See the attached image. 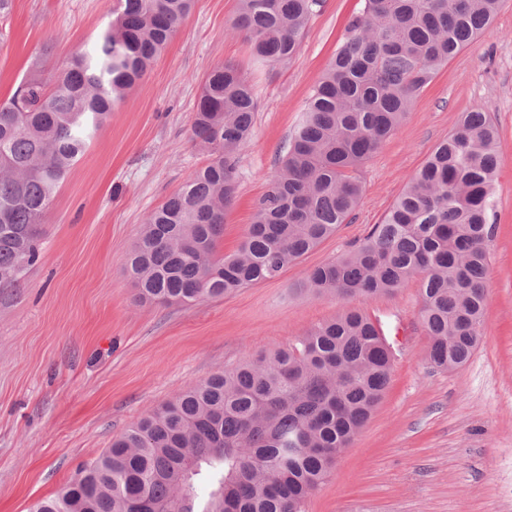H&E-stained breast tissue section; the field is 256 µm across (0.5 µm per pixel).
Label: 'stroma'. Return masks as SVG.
<instances>
[{
    "label": "stroma",
    "instance_id": "35a3bbf8",
    "mask_svg": "<svg viewBox=\"0 0 512 512\" xmlns=\"http://www.w3.org/2000/svg\"><path fill=\"white\" fill-rule=\"evenodd\" d=\"M236 6L195 0L61 184L25 288L0 299V512H29L134 420L246 358L288 346L347 306L380 319L395 353L392 379L305 512H512V0L490 34L437 73L406 123L364 164L361 202L336 235L276 279L188 305L144 304L127 254L149 212L207 159L192 133L205 75L235 62L258 98L219 245L229 254L362 0H323L298 53L275 68L255 65L249 44L230 33ZM111 7L112 0H15L0 23V101L33 58L50 71L90 48ZM475 105L493 117L503 158L485 336L464 366L440 371L427 358L418 281L347 303L300 285L307 271L352 250L382 222Z\"/></svg>",
    "mask_w": 512,
    "mask_h": 512
}]
</instances>
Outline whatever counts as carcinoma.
I'll list each match as a JSON object with an SVG mask.
<instances>
[{"label":"carcinoma","mask_w":512,"mask_h":512,"mask_svg":"<svg viewBox=\"0 0 512 512\" xmlns=\"http://www.w3.org/2000/svg\"><path fill=\"white\" fill-rule=\"evenodd\" d=\"M317 81L238 248L218 244L237 190V155L257 97L238 66L205 76L193 135L209 160L150 212L127 272L140 302L190 304L278 277L334 235L359 205L360 167L403 125L416 97L491 31L503 0H363ZM322 0H238L232 29L274 68L298 51ZM193 0H113L90 53L47 73L34 59L0 102V296L23 287L61 182L112 110L146 75ZM502 162L490 113L475 105L352 251L302 287L340 300L420 283L427 357L466 364L484 335L488 243ZM394 352L369 315L336 318L212 375L132 422L30 512H304L372 417Z\"/></svg>","instance_id":"carcinoma-1"}]
</instances>
